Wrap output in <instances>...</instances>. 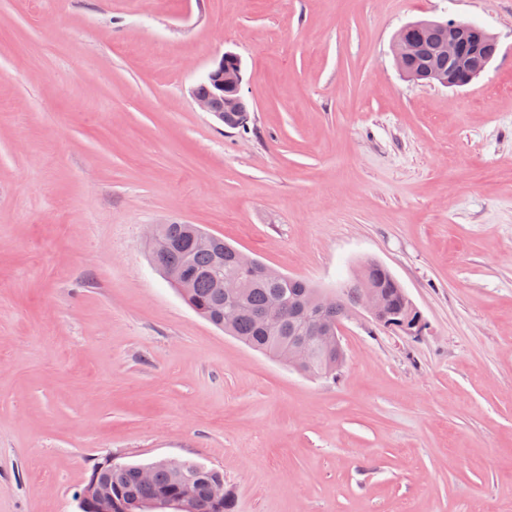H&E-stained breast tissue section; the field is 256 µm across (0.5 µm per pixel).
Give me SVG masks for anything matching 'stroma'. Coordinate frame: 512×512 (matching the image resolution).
I'll use <instances>...</instances> for the list:
<instances>
[{
    "label": "stroma",
    "mask_w": 512,
    "mask_h": 512,
    "mask_svg": "<svg viewBox=\"0 0 512 512\" xmlns=\"http://www.w3.org/2000/svg\"><path fill=\"white\" fill-rule=\"evenodd\" d=\"M422 19L500 52L415 84ZM227 51L244 131L192 95ZM172 223L328 291L378 261L426 328L354 317L300 374L155 270ZM108 454L219 469L238 512H512V0H0V512H79ZM433 29L441 36L430 43L425 34ZM412 31L418 32V36L411 37ZM497 50V38L484 28L453 20L408 23L398 30L394 41L395 64L406 78L448 88L472 83L486 71ZM435 56L446 57L448 61H439V69L435 68L429 63Z\"/></svg>",
    "instance_id": "1"
}]
</instances>
